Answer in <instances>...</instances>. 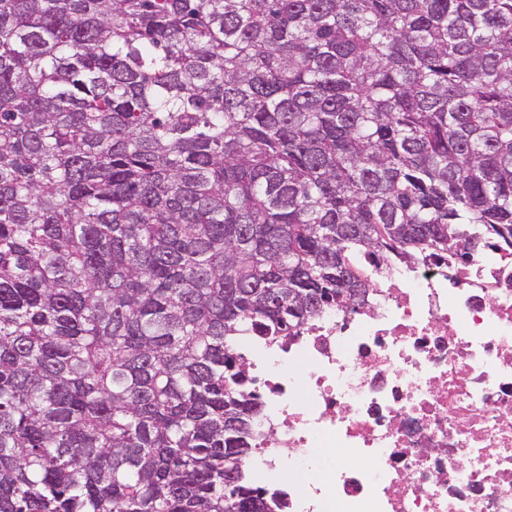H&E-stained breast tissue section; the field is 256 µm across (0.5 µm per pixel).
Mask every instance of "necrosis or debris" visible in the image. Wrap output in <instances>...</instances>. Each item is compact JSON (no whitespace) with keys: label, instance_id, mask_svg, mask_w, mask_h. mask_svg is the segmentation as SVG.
I'll use <instances>...</instances> for the list:
<instances>
[{"label":"necrosis or debris","instance_id":"4bbe7bcc","mask_svg":"<svg viewBox=\"0 0 512 512\" xmlns=\"http://www.w3.org/2000/svg\"><path fill=\"white\" fill-rule=\"evenodd\" d=\"M372 283L293 341L234 347L259 403L249 480L287 475L286 512H512V250Z\"/></svg>","mask_w":512,"mask_h":512}]
</instances>
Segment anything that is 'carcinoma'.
Instances as JSON below:
<instances>
[{"instance_id": "carcinoma-1", "label": "carcinoma", "mask_w": 512, "mask_h": 512, "mask_svg": "<svg viewBox=\"0 0 512 512\" xmlns=\"http://www.w3.org/2000/svg\"><path fill=\"white\" fill-rule=\"evenodd\" d=\"M502 244L512 0H0V512H278L243 332Z\"/></svg>"}]
</instances>
